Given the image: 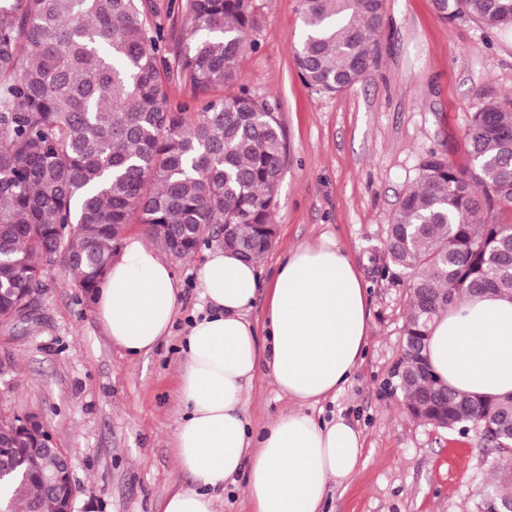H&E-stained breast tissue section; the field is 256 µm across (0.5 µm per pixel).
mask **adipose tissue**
I'll use <instances>...</instances> for the list:
<instances>
[{
	"label": "adipose tissue",
	"instance_id": "adipose-tissue-1",
	"mask_svg": "<svg viewBox=\"0 0 512 512\" xmlns=\"http://www.w3.org/2000/svg\"><path fill=\"white\" fill-rule=\"evenodd\" d=\"M209 307L184 346L176 433L181 466L200 484L180 488L159 512H214L210 490L246 473L253 512H320L330 485L357 472L360 433L344 418L320 424L301 413L347 383L368 338L365 292L346 252L330 239L290 252L264 311L267 341L246 320L257 288L254 264L209 250L200 271ZM99 322L131 356L152 352L179 310V288L160 252L141 236L126 239L95 295ZM428 360L449 388L482 397L512 393V300L470 298L436 319ZM298 404L250 440L244 393L260 370Z\"/></svg>",
	"mask_w": 512,
	"mask_h": 512
}]
</instances>
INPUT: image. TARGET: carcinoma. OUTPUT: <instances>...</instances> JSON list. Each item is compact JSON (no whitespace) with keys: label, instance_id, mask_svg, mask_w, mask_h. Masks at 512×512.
<instances>
[{"label":"carcinoma","instance_id":"cac0c4a2","mask_svg":"<svg viewBox=\"0 0 512 512\" xmlns=\"http://www.w3.org/2000/svg\"><path fill=\"white\" fill-rule=\"evenodd\" d=\"M441 18L512 28V0H434ZM174 61L150 0H0V322L62 268L93 298L128 226L178 257L201 243L247 262L271 249L288 145L281 114L241 83L253 0H184ZM384 0H301L293 63L318 93L345 92L376 62ZM180 78L202 106L174 107ZM457 168L432 153L388 225L389 264L411 277L398 373L409 414L442 430L512 415L452 391L425 354L432 322L486 292L512 298V110L480 93ZM0 512H57L28 465L29 430L0 411ZM489 487L512 502V449Z\"/></svg>","mask_w":512,"mask_h":512}]
</instances>
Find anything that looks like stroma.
<instances>
[{"label": "stroma", "mask_w": 512, "mask_h": 512, "mask_svg": "<svg viewBox=\"0 0 512 512\" xmlns=\"http://www.w3.org/2000/svg\"><path fill=\"white\" fill-rule=\"evenodd\" d=\"M255 44L240 75L276 105L288 157L272 221L276 237L257 263L259 288L247 317L263 321L269 286L287 253L328 237L346 250L367 285L369 336L349 383L309 407L339 415L363 437V463L348 485L330 488L324 512H476L502 469L477 430L448 431L413 420L396 385L410 298L407 276L388 267V224L422 161L468 163L461 144L478 93L494 90L512 108V29L442 20L433 0H386L377 60L352 89L318 94L298 77L293 42L299 0H254ZM181 288L170 336L131 357L105 336L93 302L55 269L29 319L0 324V405L41 413L70 458L76 512H157L172 491L194 487L175 452L183 407L182 347L204 305V252L167 255ZM294 402L259 372L244 396L252 434Z\"/></svg>", "instance_id": "35a3bbf8"}]
</instances>
